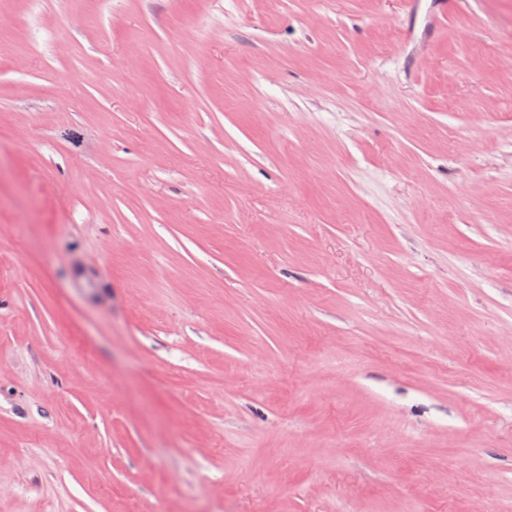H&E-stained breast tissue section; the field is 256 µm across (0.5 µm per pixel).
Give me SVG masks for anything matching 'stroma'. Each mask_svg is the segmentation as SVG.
Listing matches in <instances>:
<instances>
[{
	"mask_svg": "<svg viewBox=\"0 0 512 512\" xmlns=\"http://www.w3.org/2000/svg\"><path fill=\"white\" fill-rule=\"evenodd\" d=\"M0 512H512V0H0Z\"/></svg>",
	"mask_w": 512,
	"mask_h": 512,
	"instance_id": "stroma-1",
	"label": "stroma"
}]
</instances>
